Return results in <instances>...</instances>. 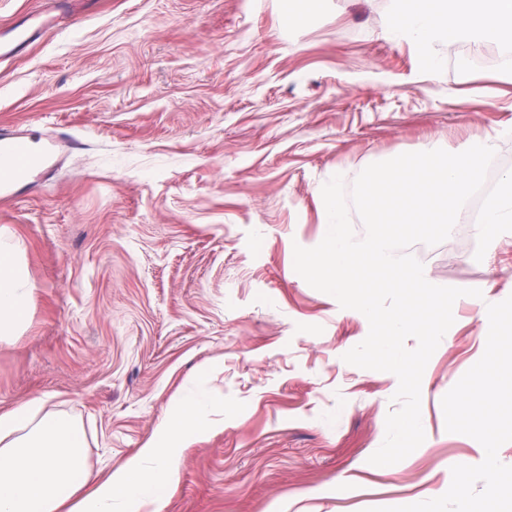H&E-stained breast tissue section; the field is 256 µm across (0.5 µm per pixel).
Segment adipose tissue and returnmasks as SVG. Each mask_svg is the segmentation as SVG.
Here are the masks:
<instances>
[{"mask_svg": "<svg viewBox=\"0 0 512 512\" xmlns=\"http://www.w3.org/2000/svg\"><path fill=\"white\" fill-rule=\"evenodd\" d=\"M391 32L422 46L466 41L512 51V0H395ZM33 288L15 244L0 238V343L23 331ZM37 398L0 413V512H145L178 480L188 438L210 425L220 398L185 395L155 436L118 469L92 480L85 433Z\"/></svg>", "mask_w": 512, "mask_h": 512, "instance_id": "1", "label": "adipose tissue"}]
</instances>
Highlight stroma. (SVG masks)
<instances>
[{
	"mask_svg": "<svg viewBox=\"0 0 512 512\" xmlns=\"http://www.w3.org/2000/svg\"><path fill=\"white\" fill-rule=\"evenodd\" d=\"M69 0L56 30L0 63V134L56 140L51 171L0 205L35 286L0 344V412L42 396L105 477L179 394L224 401L183 449L161 512H376L443 495L481 445L441 400L483 355L512 295V237L471 261L456 223L425 268L476 288L421 382L424 442L370 464L397 377L343 360L369 323L298 275L323 239L321 189L407 152L497 138L512 170V83L480 47L391 38L393 0ZM440 61L428 72L425 55Z\"/></svg>",
	"mask_w": 512,
	"mask_h": 512,
	"instance_id": "1",
	"label": "stroma"
}]
</instances>
